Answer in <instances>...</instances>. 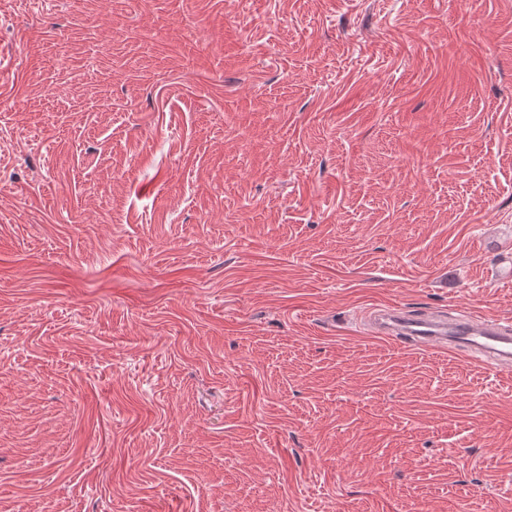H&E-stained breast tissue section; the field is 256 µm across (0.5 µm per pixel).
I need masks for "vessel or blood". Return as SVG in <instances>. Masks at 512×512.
Listing matches in <instances>:
<instances>
[{
	"label": "vessel or blood",
	"mask_w": 512,
	"mask_h": 512,
	"mask_svg": "<svg viewBox=\"0 0 512 512\" xmlns=\"http://www.w3.org/2000/svg\"><path fill=\"white\" fill-rule=\"evenodd\" d=\"M377 335L444 353L469 351L485 368L501 372L512 368V321L489 317L450 320L429 315H408L395 308L377 309Z\"/></svg>",
	"instance_id": "b4317fda"
}]
</instances>
